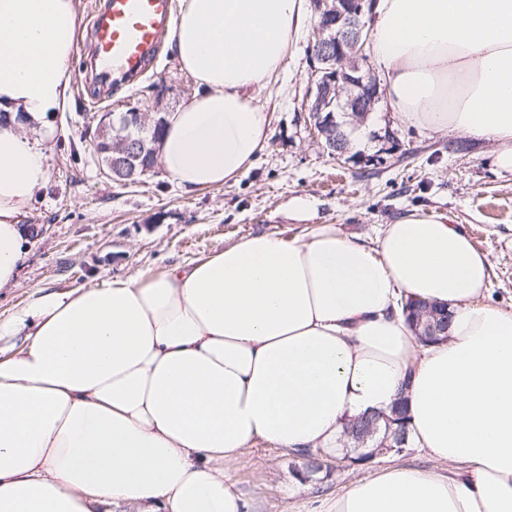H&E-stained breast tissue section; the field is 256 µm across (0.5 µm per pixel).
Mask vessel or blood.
I'll use <instances>...</instances> for the list:
<instances>
[{
    "label": "vessel or blood",
    "instance_id": "1",
    "mask_svg": "<svg viewBox=\"0 0 512 512\" xmlns=\"http://www.w3.org/2000/svg\"><path fill=\"white\" fill-rule=\"evenodd\" d=\"M173 19V0H105L89 30L90 49L102 77L143 74Z\"/></svg>",
    "mask_w": 512,
    "mask_h": 512
}]
</instances>
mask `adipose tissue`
Masks as SVG:
<instances>
[{"label":"adipose tissue","instance_id":"adipose-tissue-1","mask_svg":"<svg viewBox=\"0 0 512 512\" xmlns=\"http://www.w3.org/2000/svg\"><path fill=\"white\" fill-rule=\"evenodd\" d=\"M371 55L424 131L496 143L512 174V0H375ZM306 0H180L173 47L196 83L165 117L159 163L188 190L236 182L268 148L255 92L285 73ZM74 0H0V288L49 180L71 103ZM446 216L417 212L369 246L318 224L247 235L164 272L33 286L0 317V512H250L225 472L255 441L347 452L345 427L399 393L437 461L355 481L324 512H512V312ZM446 306L419 347L400 295Z\"/></svg>","mask_w":512,"mask_h":512}]
</instances>
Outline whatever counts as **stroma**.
Wrapping results in <instances>:
<instances>
[{"label": "stroma", "instance_id": "1", "mask_svg": "<svg viewBox=\"0 0 512 512\" xmlns=\"http://www.w3.org/2000/svg\"><path fill=\"white\" fill-rule=\"evenodd\" d=\"M96 2L75 0L81 24L68 62L71 107L54 121L49 182L26 219L36 233L16 285L0 288L1 315L24 304L36 284L98 285L206 256L248 234L300 240L314 224L370 244L384 225L413 212L447 215L466 233L490 263L487 303L512 312V175L496 169L495 144L453 130L420 131L383 101L362 130V160H336L309 120L306 35L289 47L285 78L257 96L272 114L269 147L237 182L187 191L160 168L134 183L107 179L94 142L101 113L170 112L191 98L195 83L166 38L147 72L94 98L84 58ZM296 198L312 201L309 214L291 210ZM394 465L429 469L434 462L413 447L339 463L258 443L226 478L254 512H321L353 480Z\"/></svg>", "mask_w": 512, "mask_h": 512}]
</instances>
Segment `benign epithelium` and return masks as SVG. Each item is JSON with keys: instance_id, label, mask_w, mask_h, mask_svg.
Returning a JSON list of instances; mask_svg holds the SVG:
<instances>
[{"instance_id": "7a95c632", "label": "benign epithelium", "mask_w": 512, "mask_h": 512, "mask_svg": "<svg viewBox=\"0 0 512 512\" xmlns=\"http://www.w3.org/2000/svg\"><path fill=\"white\" fill-rule=\"evenodd\" d=\"M317 13L309 45V118L318 137L327 140L333 155L342 159L349 150L346 118L365 124L381 101V91L364 54L369 39L363 23L364 0H318ZM145 150L146 142L142 139L123 137L111 142L107 148L109 158L101 163V173L114 181L121 174L131 178L139 175ZM394 442L393 434L388 432L358 460L402 452L394 447Z\"/></svg>"}]
</instances>
